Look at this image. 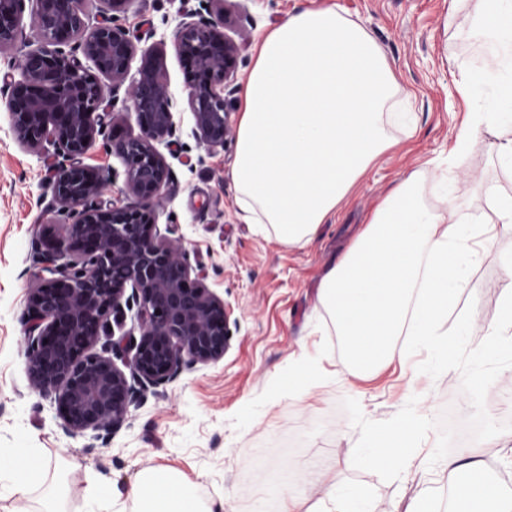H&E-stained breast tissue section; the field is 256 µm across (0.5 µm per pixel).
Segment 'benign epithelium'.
I'll list each match as a JSON object with an SVG mask.
<instances>
[{"mask_svg":"<svg viewBox=\"0 0 512 512\" xmlns=\"http://www.w3.org/2000/svg\"><path fill=\"white\" fill-rule=\"evenodd\" d=\"M27 1L37 44L21 53V82H4L0 94L21 145L56 143L66 155L49 186L56 215L70 219L66 238L35 259L39 285L23 318L27 368L36 390L55 393L65 435L111 432L130 406L158 395L183 370L224 358L231 310L207 287L175 229L156 230L161 195L172 183L159 146L170 145L176 133L173 96L149 63L130 75L137 46L108 15L126 0H100L99 20L85 0H0V51L18 41ZM69 41L70 51L60 48ZM175 42L201 75L189 96L195 134L209 149H222L236 135L228 102L240 46L216 21L185 11ZM104 77L114 89L128 83L139 125L138 135L116 145L132 198L121 205L102 200L106 179L82 162L107 126ZM134 306L137 328L127 330L124 317ZM128 351L132 358L118 367L113 357Z\"/></svg>","mask_w":512,"mask_h":512,"instance_id":"benign-epithelium-1","label":"benign epithelium"}]
</instances>
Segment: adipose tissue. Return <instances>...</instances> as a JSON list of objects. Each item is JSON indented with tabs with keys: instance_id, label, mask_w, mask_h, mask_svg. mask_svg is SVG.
<instances>
[{
	"instance_id": "adipose-tissue-1",
	"label": "adipose tissue",
	"mask_w": 512,
	"mask_h": 512,
	"mask_svg": "<svg viewBox=\"0 0 512 512\" xmlns=\"http://www.w3.org/2000/svg\"><path fill=\"white\" fill-rule=\"evenodd\" d=\"M467 16L488 46L484 69L467 74L464 90L498 72L512 90V0H468ZM399 83L380 45L332 7L289 13L266 31L242 89L238 159L231 171L239 206L255 224L271 225L285 245L313 234L336 213L371 163L391 148L399 117ZM415 172L374 211L344 258L324 276L319 299L343 336L347 369L382 366L402 334L440 338L455 294L465 229L453 203L433 212L420 200ZM417 424L405 420L372 432L371 462L381 470L411 464ZM454 479L455 512H512L496 484ZM46 478L29 450L0 454V512H27L32 486ZM138 512H224V502L198 500V485L167 471L145 474L130 491Z\"/></svg>"
}]
</instances>
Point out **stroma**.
<instances>
[{
	"instance_id": "obj_1",
	"label": "stroma",
	"mask_w": 512,
	"mask_h": 512,
	"mask_svg": "<svg viewBox=\"0 0 512 512\" xmlns=\"http://www.w3.org/2000/svg\"><path fill=\"white\" fill-rule=\"evenodd\" d=\"M327 5L366 28L393 62L413 124L394 131L396 146L371 164L333 219L285 245L271 228L249 223L237 204L230 178L236 141L211 151L194 133V75L176 49L177 14L221 18L225 36L241 47V86L264 32L293 10ZM117 17L137 38L132 69L151 56L173 95L176 134L165 154L173 184L158 223L174 224L236 325L223 359L183 371L161 396L130 407L115 433L66 436L54 395L32 386L22 322L37 285L32 246L42 231L65 234L64 224H48L46 214L48 177L64 157L53 147L20 145L0 98V448L37 449L57 468L68 488L67 512H86V492L102 479L112 488V512H133L128 492L152 469L198 483L203 500L223 498L224 512H277L267 491L284 464L298 473L294 491L309 507L323 498L324 483L338 482L374 498L381 512H407L423 488L436 512H448L446 463L467 449L483 451L484 477L512 494V353L478 358L512 287L505 265L512 238H498L467 260L446 325L456 351L445 360L402 336L373 377H353L343 340L318 300L325 274L412 171H425L419 194L427 206L439 208L448 195L466 218L487 213L489 193L512 195V167L496 148L497 126L512 122L511 112L497 109L503 82L492 74L474 96L459 91L463 73L482 68L487 57L465 9L452 0H126ZM107 102L114 119L82 161L105 176L104 201L124 204L125 164L114 146L139 127L124 90L108 92ZM466 128L471 137L462 146ZM466 320L471 330H463ZM405 419L421 423V467L385 472L353 455L373 429Z\"/></svg>"
}]
</instances>
